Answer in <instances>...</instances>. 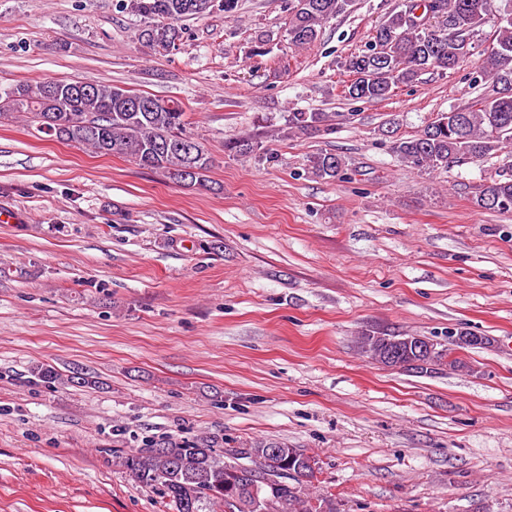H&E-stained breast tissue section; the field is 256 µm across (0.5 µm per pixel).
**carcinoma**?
I'll list each match as a JSON object with an SVG mask.
<instances>
[{
	"instance_id": "carcinoma-1",
	"label": "carcinoma",
	"mask_w": 512,
	"mask_h": 512,
	"mask_svg": "<svg viewBox=\"0 0 512 512\" xmlns=\"http://www.w3.org/2000/svg\"><path fill=\"white\" fill-rule=\"evenodd\" d=\"M198 0H115V7L146 23L139 38L157 52L169 53L182 40L178 22L205 14ZM498 10L493 47L482 73L491 80L483 94L465 107L441 112L423 131L393 141L402 162L431 173L454 162L480 161L493 155L512 160V0ZM488 0H404L376 29L365 52L351 57L347 69L355 79L344 88L352 100H384L401 84H411L426 71L456 70L468 63L474 36L487 22ZM351 0H296L288 21V37L297 47L312 44L328 19L345 12ZM132 92L104 81L47 79L0 85V118L24 113L37 130L95 154L119 155L159 169L178 183L201 180L210 157L187 131L183 103L137 94L149 107L127 106ZM335 131L327 112H290L277 136L324 135ZM262 142L251 136L233 138L224 150L234 157L257 156ZM309 172L334 180L344 176L345 160L320 151L307 159ZM474 205L484 211L512 212V163L477 188ZM399 332L375 328L362 332L364 353ZM440 347L430 366H462ZM31 382L54 385L59 372L49 365L30 370ZM278 447L282 454L272 455ZM132 479L161 491L173 512H246L251 487L259 489V512H337L328 496H310L320 473L318 459L286 443L255 441L248 448L224 450L214 440L165 437L157 447L116 456Z\"/></svg>"
}]
</instances>
